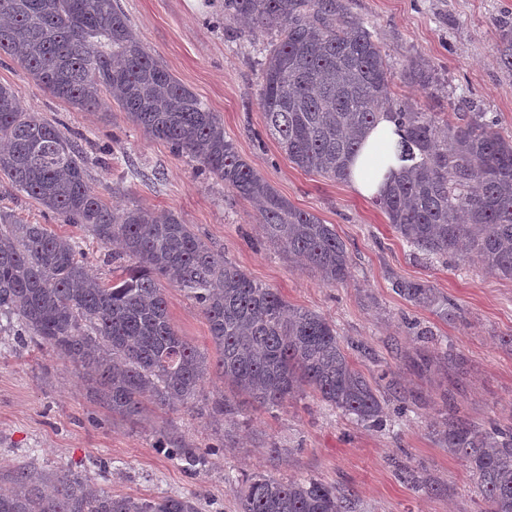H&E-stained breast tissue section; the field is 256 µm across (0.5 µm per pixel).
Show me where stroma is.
<instances>
[{"label": "stroma", "mask_w": 512, "mask_h": 512, "mask_svg": "<svg viewBox=\"0 0 512 512\" xmlns=\"http://www.w3.org/2000/svg\"><path fill=\"white\" fill-rule=\"evenodd\" d=\"M143 41L170 72L224 122L240 155L298 209L332 225L352 258L349 278L326 284L313 269L259 234L251 203L199 163L147 138L113 107L80 112L33 86L10 58L0 59V83L13 85L22 109L81 135L88 182L115 209L137 204L178 213L254 281L277 289L291 305L335 324L356 366L377 382L389 407L407 406L381 428L304 395L274 409L241 404L223 421L210 399L224 390L216 374L203 381L194 409H147L138 419L112 415L96 399L91 379L34 346L0 335V468L26 463L67 466L96 476L115 495H192L199 512H237L235 487L262 473L280 480L319 478L348 490L355 512H483L484 503L459 459L431 426L441 418L512 427V280L475 265L414 258L373 199L291 163L265 130L258 104L261 42L243 20L226 17L221 0H120ZM385 49L394 74L391 98L422 112L471 106L512 136V69L499 48L512 31V0H350ZM429 61L435 89L405 80L414 61ZM0 210L27 224H46L79 241L93 276H119L109 250L83 228L59 223L36 201L0 185ZM397 279L425 281L447 297L454 319L398 296ZM177 333L211 349L207 322L179 288L164 289ZM450 353L448 370L425 359ZM190 448H214L204 467L185 470L160 448V432ZM426 470L441 486L421 494L397 476L395 461ZM106 473H99V464Z\"/></svg>", "instance_id": "35a3bbf8"}]
</instances>
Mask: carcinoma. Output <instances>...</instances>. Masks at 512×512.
<instances>
[{"label": "carcinoma", "mask_w": 512, "mask_h": 512, "mask_svg": "<svg viewBox=\"0 0 512 512\" xmlns=\"http://www.w3.org/2000/svg\"><path fill=\"white\" fill-rule=\"evenodd\" d=\"M253 36H273L258 61L265 131L288 160L336 182L364 133L381 116L402 132L401 173L375 203L413 253L454 258L512 280V137L484 112L450 122L399 106L381 45L351 15L348 0H224ZM17 61L33 85L78 111L117 105L152 139L185 153L256 206L259 228L329 285L346 281L352 260L335 229L300 210L224 136V123L145 46L115 0H0V56ZM0 183L37 201L62 224H78L102 246L118 240L128 277H89L81 246L45 224L0 213V332L83 370L100 401L122 418L140 416L144 397L158 408H193L216 371L230 391L265 409L315 394L356 421L381 427L386 401L350 360L336 326L254 283L174 212L159 218L139 205L110 208L88 183L78 137L20 108L0 83ZM166 281L202 310L215 357L179 336L159 287ZM395 293L448 319V298L424 281L398 279ZM437 440L473 478L485 512H512V428L444 420ZM160 447L191 468L209 451L160 435ZM400 479L426 494L438 484L413 466ZM0 512H198L192 497L114 496L92 476L67 468L17 466ZM238 512H353L345 489L316 478L255 475Z\"/></svg>", "instance_id": "1"}]
</instances>
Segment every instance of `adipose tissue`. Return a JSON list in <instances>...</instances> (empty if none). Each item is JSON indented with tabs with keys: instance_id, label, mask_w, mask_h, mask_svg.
<instances>
[{
	"instance_id": "1",
	"label": "adipose tissue",
	"mask_w": 512,
	"mask_h": 512,
	"mask_svg": "<svg viewBox=\"0 0 512 512\" xmlns=\"http://www.w3.org/2000/svg\"><path fill=\"white\" fill-rule=\"evenodd\" d=\"M397 140L394 122L385 117L368 131L360 152L350 161V180L356 192L366 197L380 195L389 171L398 166L394 154Z\"/></svg>"
}]
</instances>
